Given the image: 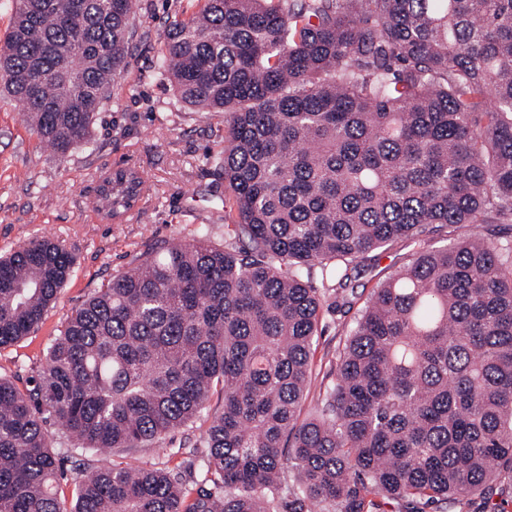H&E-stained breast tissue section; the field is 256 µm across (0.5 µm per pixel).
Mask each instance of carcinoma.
Listing matches in <instances>:
<instances>
[{
    "label": "carcinoma",
    "instance_id": "carcinoma-1",
    "mask_svg": "<svg viewBox=\"0 0 512 512\" xmlns=\"http://www.w3.org/2000/svg\"><path fill=\"white\" fill-rule=\"evenodd\" d=\"M155 76L224 113L207 163L235 215L147 255L65 319L34 386L0 377V512H61L46 424L103 457L73 512H481L512 505V0H195ZM133 0H15L0 95L60 156L88 142L135 35ZM145 189L106 173L94 209ZM467 227L459 238L453 233ZM451 237L441 249L429 236ZM415 258L373 289L316 414L302 416L320 313L369 254ZM73 254L0 256V347L37 326ZM222 411L201 478L124 468Z\"/></svg>",
    "mask_w": 512,
    "mask_h": 512
}]
</instances>
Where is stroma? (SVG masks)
Listing matches in <instances>:
<instances>
[{
  "instance_id": "35a3bbf8",
  "label": "stroma",
  "mask_w": 512,
  "mask_h": 512,
  "mask_svg": "<svg viewBox=\"0 0 512 512\" xmlns=\"http://www.w3.org/2000/svg\"><path fill=\"white\" fill-rule=\"evenodd\" d=\"M188 0H138L137 33L110 88V98L94 118L88 144L58 156L45 147L22 107L0 99V256L31 239L63 241L74 256L70 277L43 321L18 342L0 348V375L28 387L42 369L43 353L67 314L113 275L164 246L189 240L197 225L214 227L223 240V210L233 209L224 182L207 155L224 148V118L203 119L177 104L166 81L153 78L169 17L188 12ZM131 168L147 181L136 208L119 220L92 208L100 176ZM415 251L406 240L373 252L358 282L372 290L391 271L408 264ZM357 308L325 311L314 344V378L302 414H313L321 387L330 383L336 359ZM213 393L208 408L189 427L165 436L159 447L112 451L124 467L159 463L180 482L195 472L190 450L222 408Z\"/></svg>"
}]
</instances>
